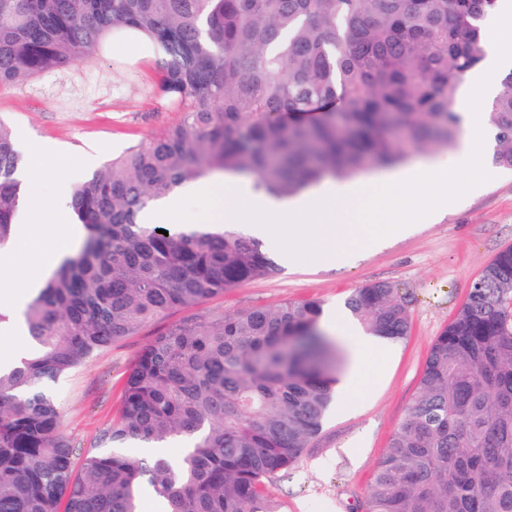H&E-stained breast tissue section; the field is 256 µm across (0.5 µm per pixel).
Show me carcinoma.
<instances>
[{
  "instance_id": "obj_1",
  "label": "carcinoma",
  "mask_w": 512,
  "mask_h": 512,
  "mask_svg": "<svg viewBox=\"0 0 512 512\" xmlns=\"http://www.w3.org/2000/svg\"><path fill=\"white\" fill-rule=\"evenodd\" d=\"M498 0H0V86L65 71L132 29L157 48L156 92L181 120L72 189L85 229L24 311L31 356L0 370V512H278L266 481L294 468L332 398L316 300L203 312L138 355L119 415L85 453L43 390L178 309L278 273L235 224L163 235L150 205L215 171L297 195L327 177L452 148L460 89L484 58ZM319 113L312 120L288 114ZM493 160L512 170V71L489 105ZM22 162L0 118V246L13 235ZM512 248L472 283L430 347L415 396L380 461L368 512H512ZM347 307L366 331L409 334L388 282ZM186 438L175 455L132 443Z\"/></svg>"
}]
</instances>
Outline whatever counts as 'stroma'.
<instances>
[{"instance_id": "1", "label": "stroma", "mask_w": 512, "mask_h": 512, "mask_svg": "<svg viewBox=\"0 0 512 512\" xmlns=\"http://www.w3.org/2000/svg\"><path fill=\"white\" fill-rule=\"evenodd\" d=\"M156 74L144 61L97 52L72 68L0 87V115L9 119L20 152L39 144L60 150L39 180L41 198L54 199L59 182L84 180L129 146L163 134L181 115L152 93ZM512 247V170L497 168L481 190L449 204L436 220L366 249L353 266H327L319 258L296 260L208 300L202 311L233 314L262 305L314 299L346 300L357 288L385 281L408 302L411 329L396 342L397 355L372 379L362 408L326 416L300 463L266 484L280 512H366L376 466L415 396L436 336L464 305L472 281ZM169 314L103 350L91 363L62 377L52 390L61 431L78 448L97 446L121 405L129 370L141 349L166 324L189 318ZM361 441L356 455L344 447Z\"/></svg>"}]
</instances>
